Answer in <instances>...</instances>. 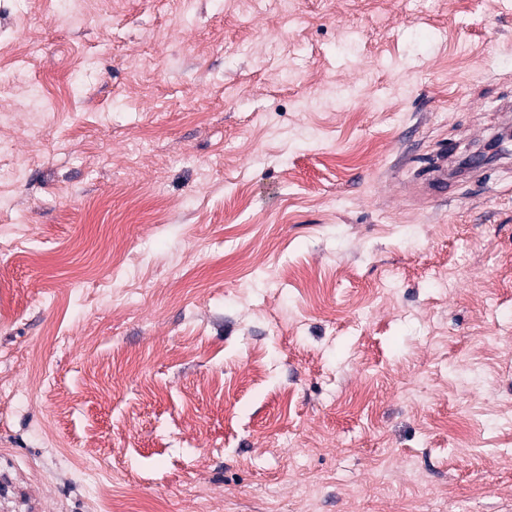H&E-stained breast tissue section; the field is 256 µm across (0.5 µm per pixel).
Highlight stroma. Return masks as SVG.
Instances as JSON below:
<instances>
[{
    "mask_svg": "<svg viewBox=\"0 0 512 512\" xmlns=\"http://www.w3.org/2000/svg\"><path fill=\"white\" fill-rule=\"evenodd\" d=\"M511 110L512 0H0V475L512 512V152L420 188Z\"/></svg>",
    "mask_w": 512,
    "mask_h": 512,
    "instance_id": "obj_1",
    "label": "stroma"
}]
</instances>
